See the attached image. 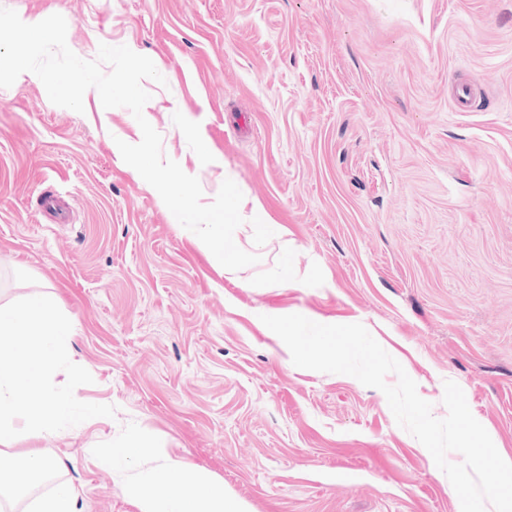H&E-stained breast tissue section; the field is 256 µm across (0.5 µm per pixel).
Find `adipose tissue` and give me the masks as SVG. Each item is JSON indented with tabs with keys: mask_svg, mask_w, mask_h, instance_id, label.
<instances>
[{
	"mask_svg": "<svg viewBox=\"0 0 512 512\" xmlns=\"http://www.w3.org/2000/svg\"><path fill=\"white\" fill-rule=\"evenodd\" d=\"M127 447L140 449L156 462L155 467L129 474L124 491L140 512H246L242 503L229 500L223 484L208 473L173 460L166 448L136 438Z\"/></svg>",
	"mask_w": 512,
	"mask_h": 512,
	"instance_id": "adipose-tissue-1",
	"label": "adipose tissue"
}]
</instances>
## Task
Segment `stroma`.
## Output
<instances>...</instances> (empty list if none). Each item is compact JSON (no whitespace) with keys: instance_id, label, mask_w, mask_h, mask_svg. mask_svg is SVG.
Here are the masks:
<instances>
[{"instance_id":"35a3bbf8","label":"stroma","mask_w":512,"mask_h":512,"mask_svg":"<svg viewBox=\"0 0 512 512\" xmlns=\"http://www.w3.org/2000/svg\"><path fill=\"white\" fill-rule=\"evenodd\" d=\"M60 14L67 44L149 57L143 115L165 158L243 193L257 264L225 274L124 162V107L0 88V305L54 299L87 403L115 406L19 448L61 457L81 512H139L96 449L133 434L251 512H461L384 393L296 367L262 316L363 324L435 417L456 382L512 456V0H0ZM474 108L455 111L456 84ZM64 201L42 211L44 196ZM290 286H283V279Z\"/></svg>"}]
</instances>
